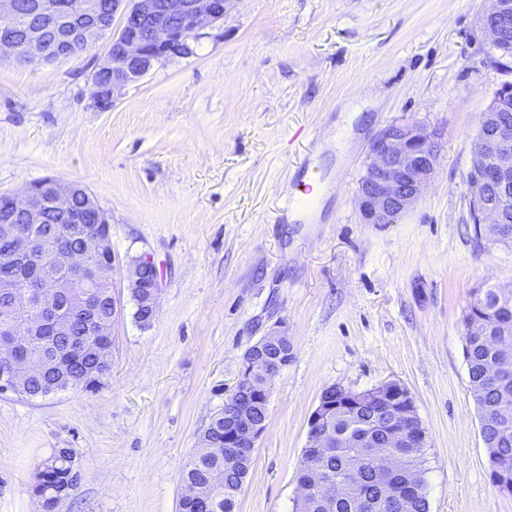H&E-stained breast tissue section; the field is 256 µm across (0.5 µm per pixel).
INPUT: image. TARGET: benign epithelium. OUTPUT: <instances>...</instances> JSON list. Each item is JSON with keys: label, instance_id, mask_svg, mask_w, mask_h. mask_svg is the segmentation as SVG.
<instances>
[{"label": "benign epithelium", "instance_id": "obj_1", "mask_svg": "<svg viewBox=\"0 0 512 512\" xmlns=\"http://www.w3.org/2000/svg\"><path fill=\"white\" fill-rule=\"evenodd\" d=\"M232 0H112V17L121 20L119 30L112 35L106 57L96 72L106 75L102 82H93L94 103L110 108L114 96L129 84L145 76L155 65L174 57L195 55L207 30L221 26L227 5ZM0 52L8 50L21 62L47 64L69 58L73 37L78 35L94 45L107 31L93 8L65 0H0ZM481 24L489 44L497 46L507 38L512 26V0H488ZM512 98V82H503L494 92L484 112L488 129L478 135L475 157L467 174L471 223L482 227L505 224V212L494 206L512 196V120L503 113L506 101ZM438 163L435 135L417 124H392L372 142L369 163L363 176L356 206L364 224H392L412 210L433 180ZM89 199L92 223L109 224L106 212L93 196L75 182L53 177L27 184L18 194H0V238L9 240V258L15 264L34 262L35 246L42 239L51 241L46 254L52 262L68 273L66 279L42 276L34 270L26 277L0 279V291L14 295L32 291L38 299V310L52 321L57 334L65 336L69 323L60 300L63 289L71 290L74 307L90 315L95 335L112 337L116 317L122 310L121 299L112 295V314L98 317L94 310L95 288L99 272L87 276L99 257L112 254V235L90 234L84 249L74 253L59 242L70 231V224L79 221L72 216L71 200L77 194ZM52 212L58 223L43 233L44 213ZM152 278L151 292L146 302L158 309L160 284L154 262L143 256L131 264L127 289L146 287ZM473 329H488L499 336V358L491 368L498 377L512 368V326L500 323L496 314L482 310L471 320ZM290 337L277 328L262 336L244 352L233 392L219 415L224 417V440L198 442L194 457L227 454L230 462L240 466L251 457L257 440L264 432L272 380L291 361L287 346ZM11 354L0 366V393L28 397L30 371L20 368L25 357L23 342L10 343ZM409 391L399 382L391 381L363 391H351L332 386L326 389L309 418V447L321 455L328 448L338 447V434L330 424L346 412L365 407L381 415L406 410ZM424 427L398 428L383 444L370 443L352 432L344 433L346 441L356 448L374 449L427 447ZM318 482V471L312 459L303 462L297 477L298 499L310 501L311 491ZM208 485L183 484L180 501L195 505L207 500ZM401 500L398 489L384 484L376 499L362 502L364 512H377L379 507H393Z\"/></svg>", "mask_w": 512, "mask_h": 512}]
</instances>
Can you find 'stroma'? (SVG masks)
<instances>
[{
    "instance_id": "35a3bbf8",
    "label": "stroma",
    "mask_w": 512,
    "mask_h": 512,
    "mask_svg": "<svg viewBox=\"0 0 512 512\" xmlns=\"http://www.w3.org/2000/svg\"><path fill=\"white\" fill-rule=\"evenodd\" d=\"M485 0H232L194 56L155 67L98 110L109 37L51 65L0 60V194L82 184L111 223L114 279L151 256L159 311L134 306L98 391L0 394V512H45L41 464L73 449L79 483L55 512H176L180 468L275 324L293 344L236 512H293L309 417L331 386L397 381L428 436L430 512H512L491 477L470 388L471 292L512 287V248L477 237L467 173L481 113L506 79L489 62ZM433 131L439 163L394 224L355 205L374 138ZM316 174L309 221L282 202Z\"/></svg>"
}]
</instances>
